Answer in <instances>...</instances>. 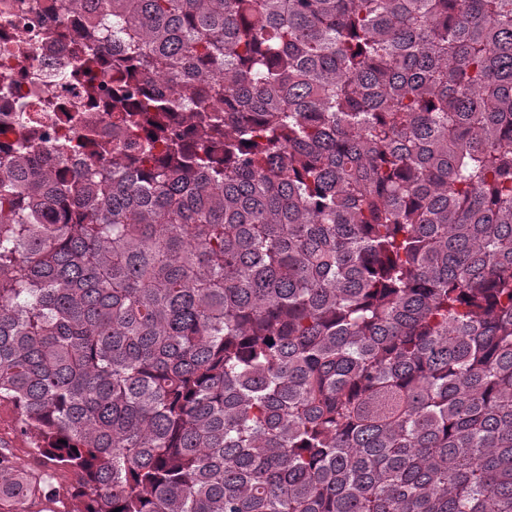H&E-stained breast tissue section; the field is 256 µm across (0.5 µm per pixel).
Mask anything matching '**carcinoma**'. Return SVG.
<instances>
[{
  "label": "carcinoma",
  "mask_w": 512,
  "mask_h": 512,
  "mask_svg": "<svg viewBox=\"0 0 512 512\" xmlns=\"http://www.w3.org/2000/svg\"><path fill=\"white\" fill-rule=\"evenodd\" d=\"M95 2L112 133L0 179V397L67 512H512V0Z\"/></svg>",
  "instance_id": "carcinoma-1"
}]
</instances>
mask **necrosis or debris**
<instances>
[{
  "mask_svg": "<svg viewBox=\"0 0 512 512\" xmlns=\"http://www.w3.org/2000/svg\"><path fill=\"white\" fill-rule=\"evenodd\" d=\"M54 0H0V72L12 74L29 111L10 112L8 99L0 97V124L18 121L36 127L50 138L69 132L65 120L79 114L84 123L104 129L112 114L104 100L87 96L79 84L62 79L70 61L75 40L86 25L72 15L50 16ZM57 24L61 36L46 37L50 24ZM52 100L53 111H42L45 100Z\"/></svg>",
  "mask_w": 512,
  "mask_h": 512,
  "instance_id": "4bbe7bcc",
  "label": "necrosis or debris"
}]
</instances>
